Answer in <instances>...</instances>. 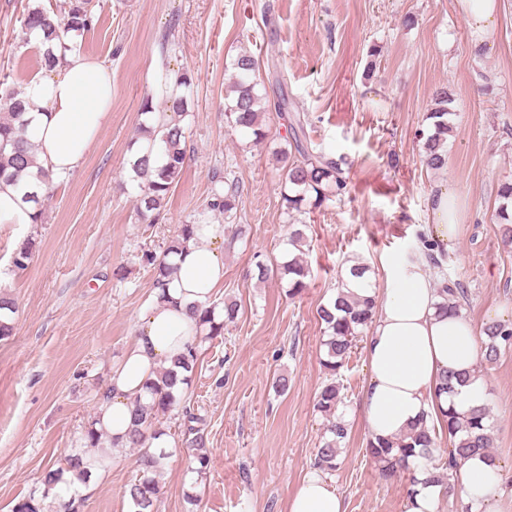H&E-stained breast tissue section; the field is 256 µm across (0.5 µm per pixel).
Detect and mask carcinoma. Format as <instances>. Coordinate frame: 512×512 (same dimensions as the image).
<instances>
[{
	"label": "carcinoma",
	"instance_id": "1",
	"mask_svg": "<svg viewBox=\"0 0 512 512\" xmlns=\"http://www.w3.org/2000/svg\"><path fill=\"white\" fill-rule=\"evenodd\" d=\"M98 0H62L51 8L35 6L27 10L24 19L26 31L39 30L51 47L42 52L45 66L50 67L62 59L66 53L80 48L85 34L95 28ZM235 70L231 92L232 99L225 105L227 118L232 127L252 138L253 143L264 142L268 137L265 97L257 91L258 62L248 53H241L232 63ZM192 78L186 73L176 76L172 89L166 93L164 106L158 108L150 98L141 103L144 119L139 131L147 144L136 147L130 165V180L140 190L138 213L150 224L155 223L166 206L169 195L178 184L186 161V128L181 117L188 112ZM19 92L6 89L0 94V179L15 182L34 164L36 145L26 137L29 121L24 119ZM435 107L427 113V131L418 132L426 166L432 170L444 167L448 154V135L452 128L448 122L450 104L453 99L448 89L441 88L435 94ZM291 103L285 94H279L274 110L283 120L290 121L292 134L291 148L279 149L283 165L279 168L282 204L288 212L298 213L306 208H319L325 202L344 193L346 189V160L333 157L311 146L308 141L304 121L297 112H290ZM54 184L50 174L39 169L30 174L26 184L24 199L34 204V223L44 220L42 187ZM242 192L237 183L225 181L212 189L204 209L218 213L229 219L236 214L241 203ZM499 206L496 216L506 225L503 244L512 248V180L500 184L497 192ZM194 224H182L160 255L145 254V261L153 272L152 289L166 291L167 281L173 272L172 258L178 254L181 240L193 234ZM304 243V233L294 229L289 234L288 245L298 253L276 264V275L288 279L289 292L298 293L307 285L311 277L308 264L299 253ZM347 284L339 282L334 295L321 305L318 316L324 325L323 346L325 358L322 366L329 375L328 381L317 395V410L325 417V431L321 445L317 448L313 466L323 472H332L339 465V457L348 437V427L338 414L343 401V384L338 378L339 370L350 357L358 338L367 329L376 315L375 296L356 294L346 290ZM443 303L441 309L456 314L461 311L459 300L465 297L466 290L461 283L448 280L439 288ZM238 315L237 304L212 301L202 311L198 325L201 334L196 345L187 354L175 361V368L159 372L158 379L146 386L149 401L135 399L133 402L135 424L127 435L126 447L139 451V477L130 483L125 496L130 512H157V504L162 494L161 481L156 476L164 473L167 460L172 453L150 452L147 444L148 433L165 435L160 418L174 409L182 408L183 441L191 449L188 454V472L202 478L207 474L211 452L207 449V435L203 419L186 406V395L174 393L181 384L188 387L198 362L202 345L224 335V326L233 322ZM486 339L481 345V360L487 363L497 361L501 353L512 348V322L493 323L484 328ZM441 431L448 434L449 446L441 455L434 454L437 444L435 427L422 420L410 431L391 441L384 438L366 440V454L377 465L380 475L392 478L401 474L407 476L408 483H414L409 458L416 455L425 460V467L431 471L437 482L455 489L457 470L461 461L483 453L490 465L497 464L490 451L489 409L482 407L461 413L454 407L440 413ZM71 470L85 481L89 477L85 452L72 450L64 455L58 468L46 469L43 475L44 496H49L60 480L62 472Z\"/></svg>",
	"mask_w": 512,
	"mask_h": 512
}]
</instances>
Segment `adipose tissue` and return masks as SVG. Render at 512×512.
Here are the masks:
<instances>
[{
	"label": "adipose tissue",
	"mask_w": 512,
	"mask_h": 512,
	"mask_svg": "<svg viewBox=\"0 0 512 512\" xmlns=\"http://www.w3.org/2000/svg\"><path fill=\"white\" fill-rule=\"evenodd\" d=\"M31 124L28 134L38 146L36 163L52 178L78 169L112 117V72L103 62L82 53H67L51 71L22 88ZM435 242L453 244L461 214L458 193L441 182L428 199ZM219 225L197 229L181 253L165 298H152L141 315L136 335L123 360L110 373L109 396L102 402L94 429L112 455H119L133 416L132 401L160 368L186 353L197 340L200 311L224 281V251ZM379 314L365 345L370 379L362 411L369 435L393 438L419 420L438 419L448 406L459 410L487 403L482 377L474 373L480 345L464 314L439 311L440 295L423 264L390 261L375 293ZM467 373L453 394L437 395L443 374ZM457 489L472 512H498L494 497L496 470L475 456L462 461ZM288 512H345L344 502L319 469L301 480Z\"/></svg>",
	"instance_id": "1"
}]
</instances>
